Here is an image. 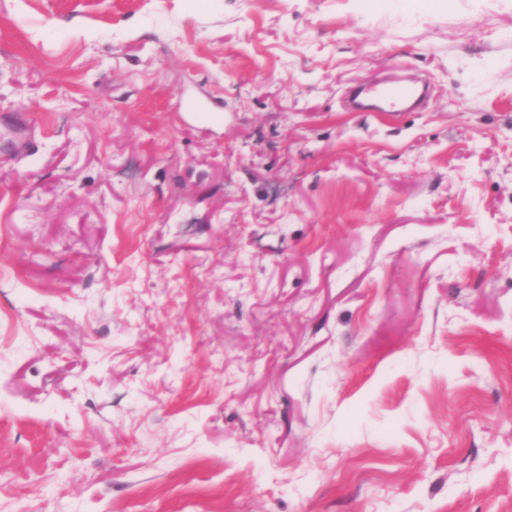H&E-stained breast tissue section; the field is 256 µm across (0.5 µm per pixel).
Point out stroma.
<instances>
[{"mask_svg":"<svg viewBox=\"0 0 512 512\" xmlns=\"http://www.w3.org/2000/svg\"><path fill=\"white\" fill-rule=\"evenodd\" d=\"M454 2L0 0V512H512V0ZM419 95V88L415 85L358 84L352 91V105L359 112H379L384 107L391 111V107L399 106L401 109Z\"/></svg>","mask_w":512,"mask_h":512,"instance_id":"35a3bbf8","label":"stroma"}]
</instances>
